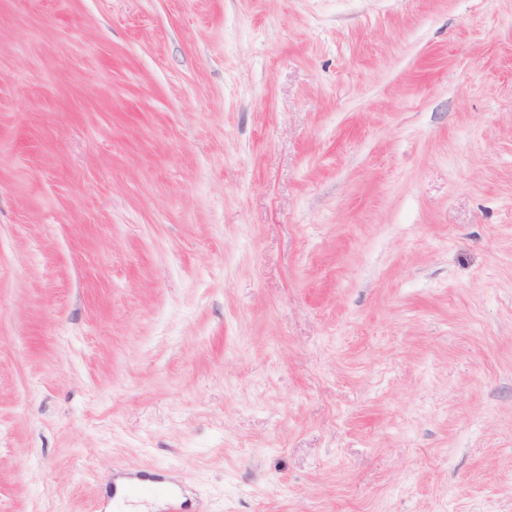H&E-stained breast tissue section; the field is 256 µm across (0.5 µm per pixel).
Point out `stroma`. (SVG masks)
I'll use <instances>...</instances> for the list:
<instances>
[{"label": "stroma", "instance_id": "35a3bbf8", "mask_svg": "<svg viewBox=\"0 0 512 512\" xmlns=\"http://www.w3.org/2000/svg\"><path fill=\"white\" fill-rule=\"evenodd\" d=\"M512 512V0H0V512Z\"/></svg>", "mask_w": 512, "mask_h": 512}]
</instances>
